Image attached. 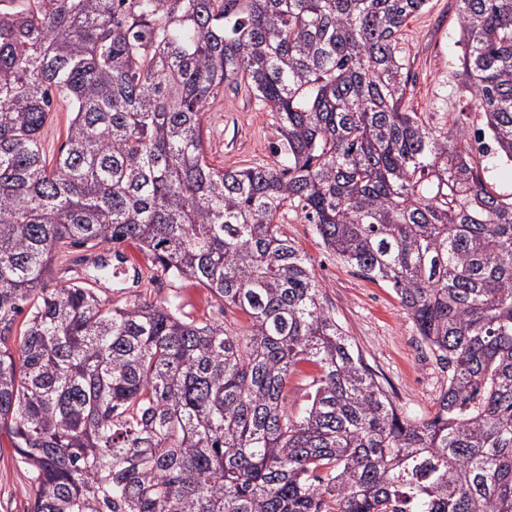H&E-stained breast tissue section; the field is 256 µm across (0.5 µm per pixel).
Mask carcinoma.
Instances as JSON below:
<instances>
[{
    "instance_id": "cac0c4a2",
    "label": "carcinoma",
    "mask_w": 512,
    "mask_h": 512,
    "mask_svg": "<svg viewBox=\"0 0 512 512\" xmlns=\"http://www.w3.org/2000/svg\"><path fill=\"white\" fill-rule=\"evenodd\" d=\"M428 4L0 0V439L27 512H512V193L408 106L402 35ZM456 4L457 75L512 163V0ZM239 80L275 161L218 169L207 107ZM285 210L393 290L447 378L432 415L377 380ZM126 244L248 326L109 303L101 256L50 287L71 249ZM67 114L62 112V105H58L57 112H52V119L41 130V142L47 159L54 158L65 142ZM317 374L314 366L308 363L300 364L296 371L288 378L283 390L284 405L288 410L296 409L304 400L310 390L312 377Z\"/></svg>"
}]
</instances>
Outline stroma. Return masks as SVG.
Segmentation results:
<instances>
[{
	"mask_svg": "<svg viewBox=\"0 0 512 512\" xmlns=\"http://www.w3.org/2000/svg\"><path fill=\"white\" fill-rule=\"evenodd\" d=\"M454 0H431L428 9L411 16L404 28L403 47L411 65L413 105L433 129L461 122L474 151H482L484 125L470 108L469 94L456 73L462 54L458 42ZM209 162L217 168H240L273 162L277 128L268 109L242 83L218 88L204 122ZM283 228L305 254L320 280L329 307L345 333L357 344L367 363L397 405L420 417L435 410L444 377L421 345L417 331L391 288L363 278L327 252L312 225L288 213ZM122 256L121 277L101 280L102 298L125 302L139 294L151 299L179 296L182 311L198 322L243 331L246 317L233 309L221 310L210 293L191 281L163 280L153 287L134 282L150 264L137 248L122 246L107 259ZM29 471L13 449L0 448V512H24Z\"/></svg>",
	"mask_w": 512,
	"mask_h": 512,
	"instance_id": "35a3bbf8",
	"label": "stroma"
}]
</instances>
